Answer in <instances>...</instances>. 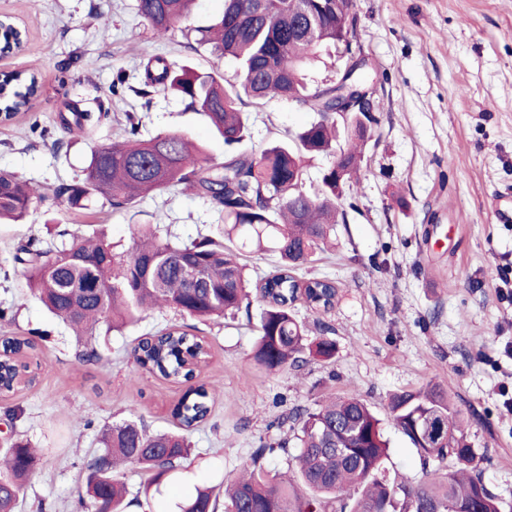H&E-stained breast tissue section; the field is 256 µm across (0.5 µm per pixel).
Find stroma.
Segmentation results:
<instances>
[{
  "instance_id": "35a3bbf8",
  "label": "stroma",
  "mask_w": 512,
  "mask_h": 512,
  "mask_svg": "<svg viewBox=\"0 0 512 512\" xmlns=\"http://www.w3.org/2000/svg\"><path fill=\"white\" fill-rule=\"evenodd\" d=\"M224 0H198L187 20L154 38L135 0H0V15L26 33L24 50L0 59V71L35 73L39 92L12 123L0 124V169L31 182L45 200L23 223L0 224V308L17 305L0 335L33 338L36 379L0 399V440L28 439L41 450L17 512H77L84 460L104 424L136 415L151 432L175 428L183 385L133 374L136 338L176 325L209 345L198 383L213 390L205 423L191 432V456L162 480L138 466L122 479L141 504L132 512H179L196 488L223 499L224 484L256 448L288 435L293 407L358 393L382 421L390 470L423 476L419 457L390 422L388 399L403 389L447 386L476 453V472L512 512V224L497 223L491 203L512 187V0H355L356 39L374 90L373 121L362 146L358 192L344 196L346 221L333 247L314 256L300 278L335 281L326 312L297 301L309 339L328 325L336 355H308L278 373L253 359L261 306L200 322L173 310L143 315L123 331L100 335L99 359L79 360L72 331L29 288L13 257L28 239L91 224L115 251L129 224L151 225L162 240L213 235L224 215L206 197L173 187L116 209L101 196L70 207L60 188L83 176L92 148L120 139L126 114L142 137L179 130L202 146V162L224 159V143L204 116L178 96L132 88L147 60L161 56L215 70L235 81L237 64L187 46L188 29L209 25ZM124 75L129 90L113 94ZM90 112L83 135L67 131L71 106ZM245 150L260 153L295 136L313 119L296 103L246 104ZM249 279L276 270L272 241L231 235Z\"/></svg>"
}]
</instances>
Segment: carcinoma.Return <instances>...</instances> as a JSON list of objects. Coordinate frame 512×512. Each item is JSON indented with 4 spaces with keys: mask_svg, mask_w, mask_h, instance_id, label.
<instances>
[{
    "mask_svg": "<svg viewBox=\"0 0 512 512\" xmlns=\"http://www.w3.org/2000/svg\"><path fill=\"white\" fill-rule=\"evenodd\" d=\"M197 0H136L144 25L164 38L174 24L189 16ZM354 0H224V11L199 30L196 43L216 56L233 58L238 81L225 85L211 70L169 63L157 57L145 68L147 87L161 85L188 100L228 147L224 162L204 167L202 149L184 133L172 130L148 139L128 117L121 141L92 150L85 177L63 187L74 208L95 195L127 208L154 191L186 185L222 207L225 223L246 237H272L280 253L279 269L255 285L263 303L254 358L268 372L305 362V350L329 360L336 343L321 336L306 345V328L293 306L302 299L313 311H327L336 300L328 279L303 283L295 270L331 241L338 223L336 167L343 187L353 189L364 140L336 144L337 125L323 108L336 106V96L353 95L361 73L350 70L346 83L311 89L307 68L321 49H334L352 15ZM0 106L18 108L36 95L33 74L3 78ZM284 98L314 112L317 119L295 137L265 148L260 155L240 150L248 130L246 102ZM330 157L316 185L306 186L305 159ZM45 199L33 186L0 170V219L22 220ZM60 241L21 246L14 261L23 266L31 288L47 309L76 336L92 338L100 327L110 332L138 321L142 314L170 308L194 318L221 317L239 311L249 300L238 257L220 240L206 236L187 243L161 242L142 224L131 227L128 250L118 255L104 237L78 226L59 232ZM0 379L8 393L21 378L19 356L34 348L31 340L6 336L0 342ZM140 368L188 384L173 409L177 429L149 432L134 418L105 425L98 448L83 464L78 505L84 512H127L133 500L119 479L128 464L154 472L161 480L191 453L185 432L209 413L210 393L194 385L191 361H205V341L169 328L144 336L133 347ZM394 426L416 449L424 479L390 475L388 443L382 422L357 394L329 398L315 407L297 406L289 419L296 439L297 474H270L261 464L275 448L256 449L251 464L224 489V512H501L497 496L474 474L476 454L465 442L464 420L448 389L429 384L402 390L389 399ZM452 461L450 467L446 461ZM40 457L31 443L9 438L0 451V512H15L20 495L36 471ZM207 489L197 490L183 512H215Z\"/></svg>",
    "mask_w": 512,
    "mask_h": 512,
    "instance_id": "carcinoma-1",
    "label": "carcinoma"
}]
</instances>
